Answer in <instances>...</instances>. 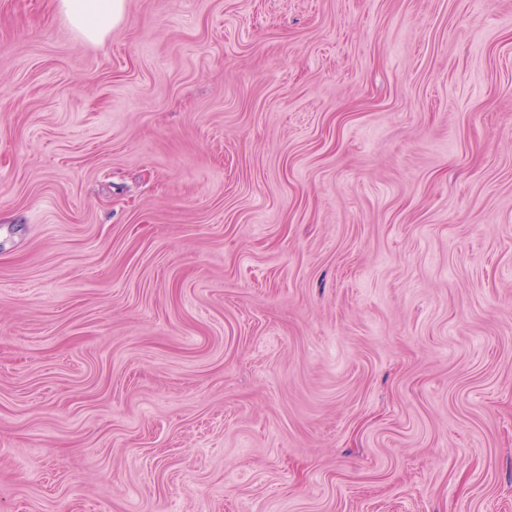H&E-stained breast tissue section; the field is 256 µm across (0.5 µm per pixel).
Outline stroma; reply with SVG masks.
I'll return each instance as SVG.
<instances>
[{"label": "stroma", "mask_w": 512, "mask_h": 512, "mask_svg": "<svg viewBox=\"0 0 512 512\" xmlns=\"http://www.w3.org/2000/svg\"><path fill=\"white\" fill-rule=\"evenodd\" d=\"M0 512H512V0H0ZM59 9L88 40H102L123 17L124 0H59Z\"/></svg>", "instance_id": "stroma-1"}]
</instances>
